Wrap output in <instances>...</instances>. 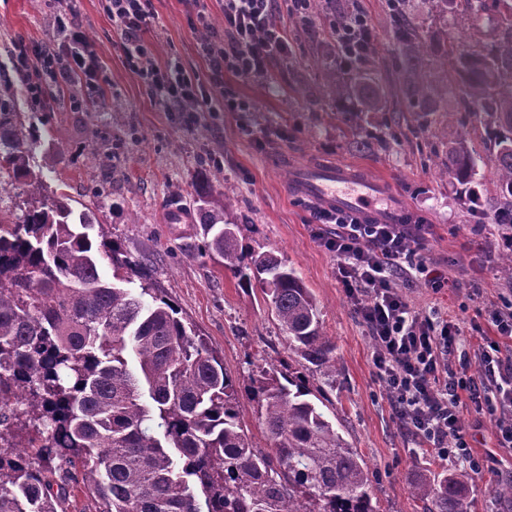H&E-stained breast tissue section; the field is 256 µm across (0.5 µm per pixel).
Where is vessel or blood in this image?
Masks as SVG:
<instances>
[{
    "mask_svg": "<svg viewBox=\"0 0 512 512\" xmlns=\"http://www.w3.org/2000/svg\"><path fill=\"white\" fill-rule=\"evenodd\" d=\"M290 190L327 211L353 214L367 224H409L413 218L386 181L374 179L342 164L296 168Z\"/></svg>",
    "mask_w": 512,
    "mask_h": 512,
    "instance_id": "obj_1",
    "label": "vessel or blood"
}]
</instances>
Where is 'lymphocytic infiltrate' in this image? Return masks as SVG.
<instances>
[{"mask_svg":"<svg viewBox=\"0 0 512 512\" xmlns=\"http://www.w3.org/2000/svg\"><path fill=\"white\" fill-rule=\"evenodd\" d=\"M278 0H222V32L201 44L208 63L207 79L188 74L178 61L156 66L151 46L142 37L152 24L148 0H102L112 27L121 35L128 67L138 74L161 103L184 112L209 107L213 112H244L237 98H218L225 74L259 81L273 59L287 56L285 31L273 21ZM59 30L69 33L61 46L45 43L31 51L16 40L13 60L29 73L25 92L43 100L72 77L96 79L100 62L88 48V37L78 27H67L56 17ZM336 55L340 60L366 57L375 40L369 15L360 7L333 24ZM317 238L336 257V277L364 323L372 348V363L383 380L397 419L413 431L433 457L454 460L471 471L482 469L463 434L464 410L489 414L495 423L499 447L512 450V302L490 306L489 318L497 339L469 344L460 318L436 311L420 314L394 288L398 275L422 274L426 264L414 241L399 224H364L337 211H317ZM471 346L473 361H460V347Z\"/></svg>","mask_w":512,"mask_h":512,"instance_id":"1","label":"lymphocytic infiltrate"}]
</instances>
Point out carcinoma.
I'll return each mask as SVG.
<instances>
[{"label": "carcinoma", "instance_id": "carcinoma-1", "mask_svg": "<svg viewBox=\"0 0 512 512\" xmlns=\"http://www.w3.org/2000/svg\"><path fill=\"white\" fill-rule=\"evenodd\" d=\"M499 38L479 49L443 48L461 107L487 105L502 223L512 224V0H495ZM407 89L434 111L438 90L425 57L438 45L403 13L392 17ZM324 72L332 101L357 132L381 91L367 71ZM437 166L465 192L480 156L448 136ZM36 130L0 94V512H380L366 462L302 379L271 364L245 387L269 442L240 419L239 385L206 340L158 294L143 261L125 252L88 209L48 191L29 164ZM200 255H218L258 288L288 348L336 378V345L311 290L288 261L243 249L224 223L226 193L202 195ZM98 228L97 236L89 230ZM112 278L101 274L102 262ZM139 281L138 289L129 287ZM426 512H468L461 478L410 483Z\"/></svg>", "mask_w": 512, "mask_h": 512}]
</instances>
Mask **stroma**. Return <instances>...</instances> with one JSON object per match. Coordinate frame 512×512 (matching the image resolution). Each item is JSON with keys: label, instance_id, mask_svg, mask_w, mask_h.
Listing matches in <instances>:
<instances>
[{"label": "stroma", "instance_id": "obj_1", "mask_svg": "<svg viewBox=\"0 0 512 512\" xmlns=\"http://www.w3.org/2000/svg\"><path fill=\"white\" fill-rule=\"evenodd\" d=\"M155 19L143 33L158 66L178 58L192 75L206 77L187 0H149ZM376 31L365 66L382 93V109L370 113L365 135L388 142L385 152L351 147L347 121L334 106L323 78L334 57L332 21L346 0H320L315 21L302 28L286 7L274 19L286 32L287 57L274 60L266 79L246 81L225 74L223 89L249 102L247 112H173L153 100L126 64L121 39L101 0H0V90L24 99L39 137L31 163L42 169L50 190L65 193L73 207L94 206L99 223L132 256L145 260L156 288L203 336L240 384L270 363L290 362L288 338L260 290L245 291L221 258L200 256L203 218L195 201L201 192L232 191L226 222L243 225L240 243L257 253H274L293 265L317 299L324 328L336 345V384L328 391L327 416L357 448L371 477L382 512H423L409 491L411 479L452 473L451 462L423 454L417 437L396 418L384 382L371 359L368 333L336 278V258L315 236L314 208L288 190L302 163L347 164L388 180L404 205L418 216L409 225L420 235L426 261L438 283L397 279L414 310L439 304L463 318L469 336H490L486 305L512 299V280L499 271L503 233L497 224L494 155L485 137L483 112H459L458 87L437 69L440 107L425 113L403 83L399 45L389 26L386 0H363ZM74 15L87 32L101 64L98 81L82 80L52 90L43 102L27 99L10 61L15 40L38 46L53 37L59 11ZM408 18L427 36L468 50L494 38L490 28L471 25L466 8L445 17L425 0H408ZM120 102L122 111L112 109ZM468 135L482 160L473 189L461 194L439 175L433 152L437 133ZM110 154L93 163L90 147ZM107 183L109 195L95 203L93 188ZM465 438L489 469L472 474L470 512H512V498L498 488L512 484V454L497 446L486 414L464 412Z\"/></svg>", "mask_w": 512, "mask_h": 512}]
</instances>
